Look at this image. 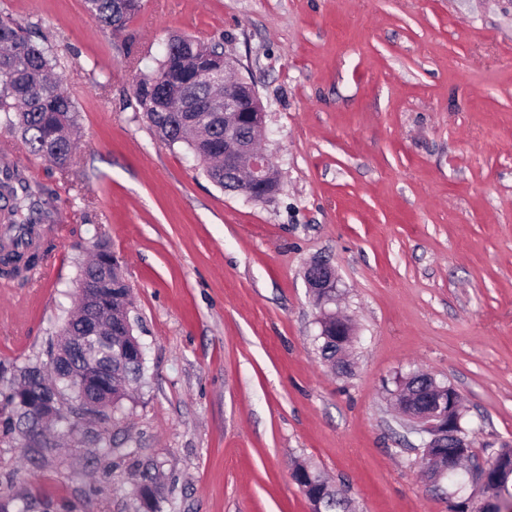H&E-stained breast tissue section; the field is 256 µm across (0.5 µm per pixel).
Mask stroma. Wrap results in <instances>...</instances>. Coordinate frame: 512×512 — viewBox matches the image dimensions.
Wrapping results in <instances>:
<instances>
[{
	"label": "stroma",
	"mask_w": 512,
	"mask_h": 512,
	"mask_svg": "<svg viewBox=\"0 0 512 512\" xmlns=\"http://www.w3.org/2000/svg\"><path fill=\"white\" fill-rule=\"evenodd\" d=\"M0 13L56 52L80 131L69 171L37 175L69 217L54 268L0 277V365L44 358L97 236L147 354L123 412L55 447L0 423L17 512H142L145 470L166 512H312L296 460L357 512H448L390 392L429 374L476 456L512 444V0H143L117 36L84 0ZM173 35L222 41L256 85L271 200L224 191L139 112ZM316 260L354 325L347 372L320 353ZM305 278L309 288L318 296L324 291L336 288V277L332 268L325 262L317 261L306 267Z\"/></svg>",
	"instance_id": "obj_1"
}]
</instances>
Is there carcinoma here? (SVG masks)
<instances>
[{"label":"carcinoma","mask_w":512,"mask_h":512,"mask_svg":"<svg viewBox=\"0 0 512 512\" xmlns=\"http://www.w3.org/2000/svg\"><path fill=\"white\" fill-rule=\"evenodd\" d=\"M88 13L112 31L125 28L128 20L141 7V0H85ZM29 22L22 23L9 15L0 16V116L1 125L20 134L31 155L44 159L59 169L68 168L78 137L76 102L52 78L58 59L51 49L31 39ZM224 55L219 42L202 43L196 39L171 37L156 68L142 75L141 84L135 93L139 110L156 134L167 144H182L200 163L205 165L206 175L219 187H224V113L208 112L199 107V102L212 96L216 87L196 79V75L219 65ZM26 196L13 199L11 212L25 213L21 223L10 222L17 230L11 238L12 253L26 258L27 269L35 267L41 255L32 248L37 227L49 215L47 205L53 198V189L41 186L33 191L25 188ZM78 280L97 285L99 292L110 300L108 317L102 324L112 329V345L120 343L127 333L131 287L119 268L100 266L99 255L80 267ZM88 295L80 302L76 313L68 314L52 346L59 359L70 355L74 337L83 336L81 325L87 314ZM321 352L324 359L338 366L336 361V335L321 337ZM99 363L112 362V390L98 398L100 406L116 412L122 401L128 398L127 386L139 383L145 371L146 357L136 358L120 355L106 346L95 354ZM1 375H10L14 382L0 394V398L11 402V389L32 384L50 388L51 378L44 366L28 364L16 367L9 373L0 366ZM53 374L72 390V401L81 402L77 375H69L58 368ZM512 461V445L499 448L495 457V468L489 481L490 489L502 498H512V478L504 472L502 465ZM293 474L303 479L302 491L315 504L322 502L323 512H349L351 504L344 491L331 486L312 466L297 462ZM142 507L146 512H164L165 496L155 483L154 475L145 471L139 485Z\"/></svg>","instance_id":"carcinoma-1"}]
</instances>
